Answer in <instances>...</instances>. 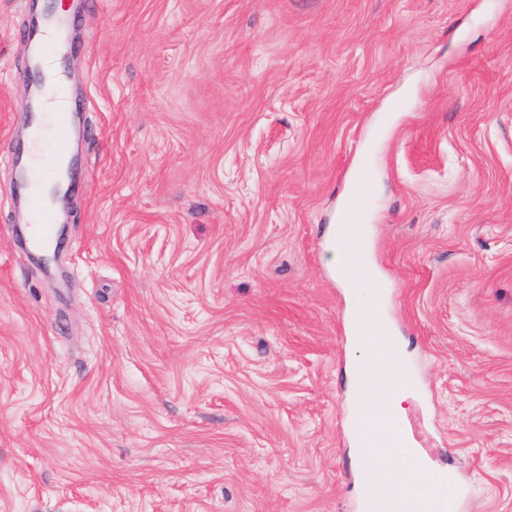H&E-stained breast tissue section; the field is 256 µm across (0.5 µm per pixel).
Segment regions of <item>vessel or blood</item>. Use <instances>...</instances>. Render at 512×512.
Masks as SVG:
<instances>
[{"mask_svg": "<svg viewBox=\"0 0 512 512\" xmlns=\"http://www.w3.org/2000/svg\"><path fill=\"white\" fill-rule=\"evenodd\" d=\"M28 40L35 64L51 92L56 94L58 106L52 131H45L42 121L32 123L30 135L39 145L38 164L30 168L27 178L16 187L18 194L28 199L30 234L27 242L37 250L52 244L57 237L60 214L50 204L44 188L56 178L59 164L69 152L71 105L64 95L62 75L49 66L56 54L52 33L48 27L42 26L29 30ZM374 190L373 182L359 177L352 179L340 219L343 226L355 224L358 212ZM351 323L355 331L367 338L380 334L378 324L368 309L354 310ZM383 367L391 369L393 376L404 374L399 356L374 353L359 369L355 406L350 419L351 430L366 448L379 445L382 429L389 428L395 433L391 454L370 467L362 487L361 512H451L455 487L453 479L447 473L430 469L404 435L400 424L387 411H379L375 416L370 413L368 399L375 389L377 374ZM406 459L414 460L416 476L422 481L421 487L414 491L399 477L401 463Z\"/></svg>", "mask_w": 512, "mask_h": 512, "instance_id": "b4317fda", "label": "vessel or blood"}]
</instances>
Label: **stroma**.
<instances>
[{"mask_svg": "<svg viewBox=\"0 0 512 512\" xmlns=\"http://www.w3.org/2000/svg\"><path fill=\"white\" fill-rule=\"evenodd\" d=\"M74 3L51 278L9 154L31 2L0 0V512H360L368 290L322 230L363 167L399 420L454 512H512V0Z\"/></svg>", "mask_w": 512, "mask_h": 512, "instance_id": "1", "label": "stroma"}]
</instances>
